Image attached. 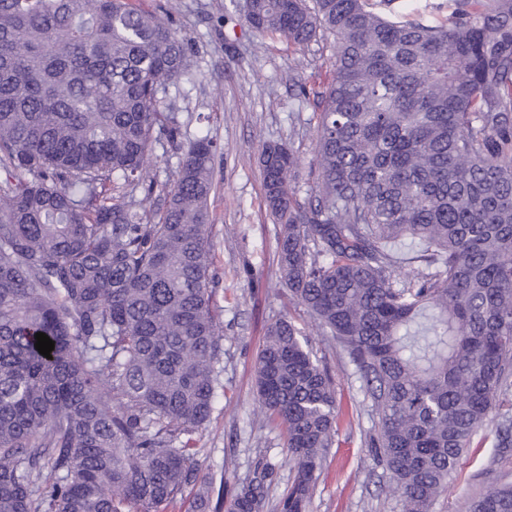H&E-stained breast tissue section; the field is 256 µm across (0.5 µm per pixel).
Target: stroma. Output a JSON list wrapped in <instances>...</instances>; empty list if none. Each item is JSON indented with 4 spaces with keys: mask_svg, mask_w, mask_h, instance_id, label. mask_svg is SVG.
Wrapping results in <instances>:
<instances>
[{
    "mask_svg": "<svg viewBox=\"0 0 512 512\" xmlns=\"http://www.w3.org/2000/svg\"><path fill=\"white\" fill-rule=\"evenodd\" d=\"M133 7H165L195 48L191 79L170 88L166 99L181 125V140L210 138L215 146L211 223L210 289L224 330L220 387L209 420L195 432L199 481L212 485L204 512H227L238 485L262 467L272 469L266 512H277L294 471L285 459L284 435L256 401V357L270 323L291 318L313 357L327 369L336 393L337 431L308 512H399L388 493L386 469L366 441L375 413L342 345L324 334L280 283L278 227L263 200V146H290L301 161L292 187L311 200L316 119L312 102L295 84L319 88L331 77L326 40L295 46L276 34L252 32L233 0H130ZM474 435L454 480L434 512H466L487 487L512 483V448L499 449L497 426L512 415V389Z\"/></svg>",
    "mask_w": 512,
    "mask_h": 512,
    "instance_id": "1",
    "label": "stroma"
}]
</instances>
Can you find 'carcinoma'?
Masks as SVG:
<instances>
[{
	"instance_id": "obj_1",
	"label": "carcinoma",
	"mask_w": 512,
	"mask_h": 512,
	"mask_svg": "<svg viewBox=\"0 0 512 512\" xmlns=\"http://www.w3.org/2000/svg\"><path fill=\"white\" fill-rule=\"evenodd\" d=\"M238 6L292 44L333 36L315 200L293 198L291 150L262 154L280 277L355 366L401 512H433L512 385V0H448L438 26L366 0ZM191 56L127 0H0V512H166L196 481L222 354L213 142H190L171 184L147 172L181 138L162 95ZM405 240L422 269L388 249ZM256 395L295 472L281 512H307L336 398L286 318ZM268 476L230 512H265ZM469 512H512V483Z\"/></svg>"
}]
</instances>
